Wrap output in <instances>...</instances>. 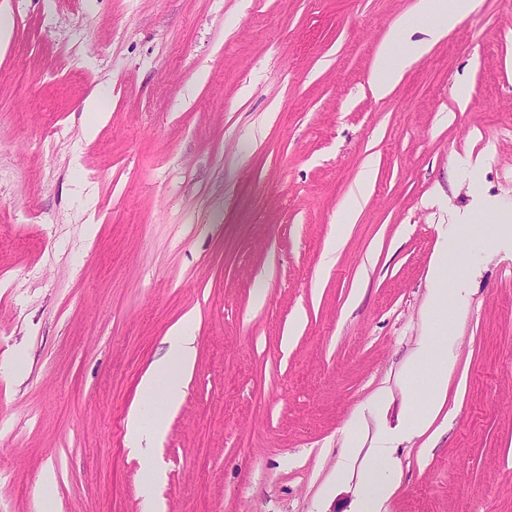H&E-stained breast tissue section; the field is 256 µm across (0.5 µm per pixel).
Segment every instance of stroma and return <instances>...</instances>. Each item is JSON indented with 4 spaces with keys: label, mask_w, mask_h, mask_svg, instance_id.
Returning <instances> with one entry per match:
<instances>
[{
    "label": "stroma",
    "mask_w": 512,
    "mask_h": 512,
    "mask_svg": "<svg viewBox=\"0 0 512 512\" xmlns=\"http://www.w3.org/2000/svg\"><path fill=\"white\" fill-rule=\"evenodd\" d=\"M416 3L0 0V512H38L47 474L53 512H145L125 422L185 320L161 512H359L386 438L385 512H512V242L483 252L458 226L456 253L483 260L446 400L401 435L428 408L404 370L450 215L472 182L512 206V0L377 96Z\"/></svg>",
    "instance_id": "35a3bbf8"
}]
</instances>
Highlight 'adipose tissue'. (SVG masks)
I'll list each match as a JSON object with an SVG mask.
<instances>
[{"label":"adipose tissue","mask_w":512,"mask_h":512,"mask_svg":"<svg viewBox=\"0 0 512 512\" xmlns=\"http://www.w3.org/2000/svg\"><path fill=\"white\" fill-rule=\"evenodd\" d=\"M477 7L478 0H418L415 10L401 19L380 53L370 80L375 91L386 95L404 70ZM417 31L422 32V39H414ZM475 269V263L461 261L448 245H441L435 255L427 300L430 332L419 341L404 377L408 390H425L429 404L426 413L406 422L407 433L415 434L426 428L432 415L444 404V388L453 367L448 338L456 313L468 302L467 284ZM195 358V336L184 327H173L166 352L152 362L138 386L141 393L157 397L162 408L148 425L144 424L140 411L129 413L125 436L129 453L147 456L150 445L162 438L167 415L183 400L185 376ZM393 470L388 447H377L374 461L363 475L362 512H381L390 495L388 476Z\"/></svg>","instance_id":"ef3b65f1"}]
</instances>
